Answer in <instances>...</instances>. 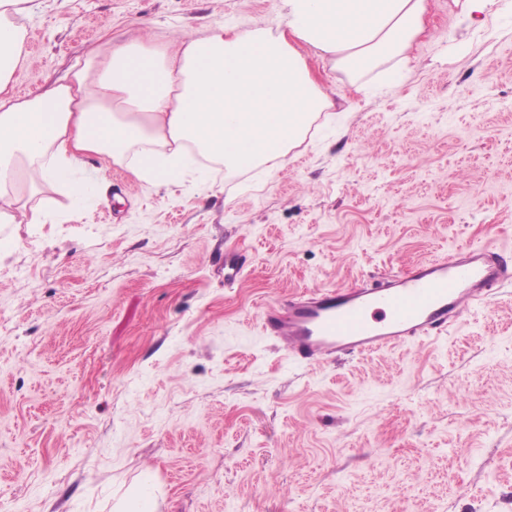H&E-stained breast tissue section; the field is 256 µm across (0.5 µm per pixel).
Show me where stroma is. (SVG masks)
<instances>
[{
  "label": "stroma",
  "mask_w": 512,
  "mask_h": 512,
  "mask_svg": "<svg viewBox=\"0 0 512 512\" xmlns=\"http://www.w3.org/2000/svg\"><path fill=\"white\" fill-rule=\"evenodd\" d=\"M281 0H28L18 95L106 40L276 27ZM398 81L334 99L274 169L154 186L100 157L81 211L0 224V512H512V286L436 344L305 366L270 303L473 243L512 267V0H428ZM247 258L224 283V253Z\"/></svg>",
  "instance_id": "stroma-1"
}]
</instances>
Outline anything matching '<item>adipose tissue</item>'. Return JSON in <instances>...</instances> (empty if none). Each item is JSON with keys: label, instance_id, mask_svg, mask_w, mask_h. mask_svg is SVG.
<instances>
[{"label": "adipose tissue", "instance_id": "adipose-tissue-1", "mask_svg": "<svg viewBox=\"0 0 512 512\" xmlns=\"http://www.w3.org/2000/svg\"><path fill=\"white\" fill-rule=\"evenodd\" d=\"M22 2L0 0L1 224L16 223L21 191L45 183L77 208L98 197L101 177L83 171L91 154L155 185L178 182L200 156L236 172L277 165L335 106L309 56L351 75L404 69L427 10V0H282L277 29L217 25L159 48L133 38L20 97Z\"/></svg>", "mask_w": 512, "mask_h": 512}]
</instances>
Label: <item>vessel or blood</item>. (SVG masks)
<instances>
[{
	"mask_svg": "<svg viewBox=\"0 0 512 512\" xmlns=\"http://www.w3.org/2000/svg\"><path fill=\"white\" fill-rule=\"evenodd\" d=\"M512 284L490 247L462 246L376 287L306 290L265 307L260 323L288 357L317 364L439 338L473 306Z\"/></svg>",
	"mask_w": 512,
	"mask_h": 512,
	"instance_id": "vessel-or-blood-1",
	"label": "vessel or blood"
}]
</instances>
